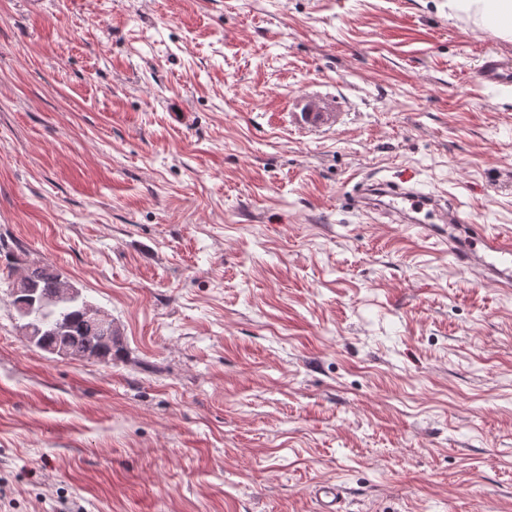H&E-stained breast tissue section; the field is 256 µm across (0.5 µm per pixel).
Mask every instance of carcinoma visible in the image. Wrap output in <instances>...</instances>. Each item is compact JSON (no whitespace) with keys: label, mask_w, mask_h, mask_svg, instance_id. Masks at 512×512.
Here are the masks:
<instances>
[{"label":"carcinoma","mask_w":512,"mask_h":512,"mask_svg":"<svg viewBox=\"0 0 512 512\" xmlns=\"http://www.w3.org/2000/svg\"><path fill=\"white\" fill-rule=\"evenodd\" d=\"M18 283L32 290L25 325L37 336L35 347L45 352L60 347L71 359L112 362L117 334L106 333L86 316L88 302L80 294L59 297L60 289L71 284L66 276L49 264L34 261L26 264L24 276L8 282V286L13 289Z\"/></svg>","instance_id":"obj_1"}]
</instances>
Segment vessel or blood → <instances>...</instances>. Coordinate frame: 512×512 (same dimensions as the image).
I'll return each mask as SVG.
<instances>
[{
    "label": "vessel or blood",
    "mask_w": 512,
    "mask_h": 512,
    "mask_svg": "<svg viewBox=\"0 0 512 512\" xmlns=\"http://www.w3.org/2000/svg\"><path fill=\"white\" fill-rule=\"evenodd\" d=\"M480 75L483 82L507 85L512 83V65L488 56ZM349 202L367 213L381 211L394 224L420 229L428 224L442 225V242L461 266L497 287L512 288V236L473 231L468 239H461L456 234L462 225L461 213L449 204L447 195L425 194L411 185L363 177L355 182ZM314 494L319 512H343L344 497L338 485L320 483Z\"/></svg>",
    "instance_id": "b4317fda"
}]
</instances>
